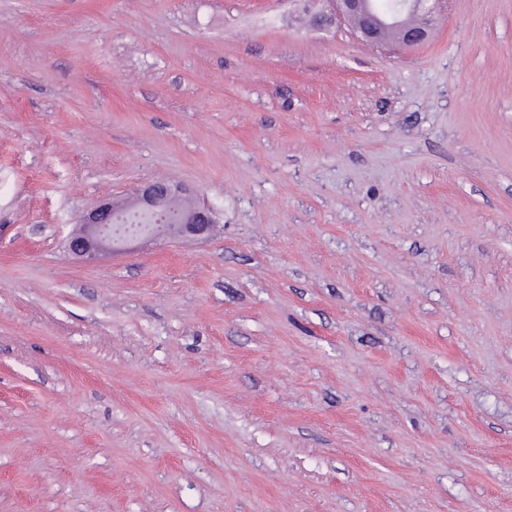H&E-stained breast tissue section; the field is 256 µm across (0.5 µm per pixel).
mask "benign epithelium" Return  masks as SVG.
Here are the masks:
<instances>
[{
    "label": "benign epithelium",
    "mask_w": 512,
    "mask_h": 512,
    "mask_svg": "<svg viewBox=\"0 0 512 512\" xmlns=\"http://www.w3.org/2000/svg\"><path fill=\"white\" fill-rule=\"evenodd\" d=\"M447 4L448 0H400L395 11L381 15L375 10L373 0H330V9L321 10L315 16L320 24L356 23L358 38L369 47L409 50L422 47L431 40L436 16ZM408 14L418 15L420 22L407 23L405 16ZM171 198L188 200L174 223L112 234V218L116 213H148ZM215 224L214 209L201 203L192 188L177 182L147 180L123 200L106 201L83 215L69 234L66 247L72 255L96 262L114 252L133 250L134 243L140 239L206 242L212 239Z\"/></svg>",
    "instance_id": "7a95c632"
}]
</instances>
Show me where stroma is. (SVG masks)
<instances>
[{
  "label": "stroma",
  "instance_id": "1",
  "mask_svg": "<svg viewBox=\"0 0 512 512\" xmlns=\"http://www.w3.org/2000/svg\"><path fill=\"white\" fill-rule=\"evenodd\" d=\"M146 179L218 233L74 258ZM0 512H512V0H0ZM329 10L315 13L318 24L356 23V34L367 46L416 49L427 44L434 32L436 16L447 0H402L390 14L381 15L372 0H331ZM406 14H417L420 22L408 24Z\"/></svg>",
  "mask_w": 512,
  "mask_h": 512
}]
</instances>
